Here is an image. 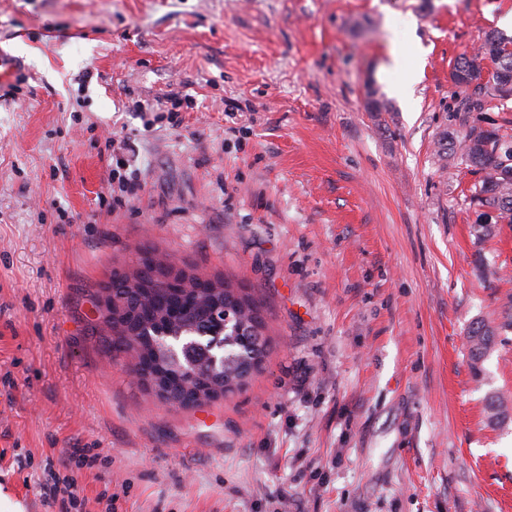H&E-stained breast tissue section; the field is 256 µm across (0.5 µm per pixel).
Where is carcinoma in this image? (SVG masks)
Instances as JSON below:
<instances>
[{
  "label": "carcinoma",
  "mask_w": 512,
  "mask_h": 512,
  "mask_svg": "<svg viewBox=\"0 0 512 512\" xmlns=\"http://www.w3.org/2000/svg\"><path fill=\"white\" fill-rule=\"evenodd\" d=\"M512 76V40L493 31L481 49L456 61L451 81L466 92L485 96H507L499 88L500 74ZM437 153L448 167L455 156L472 173L483 174L473 198L497 211L498 221L512 224V143L495 131L469 127L461 136L442 132ZM190 290L167 288L152 276V269L138 267L112 278V314L132 310L133 323L112 336L115 353H123L133 366L161 368L176 376L168 390L169 404L197 405L198 397L184 387L185 372L230 393L240 387L262 363L266 352L261 308L243 289L221 279L187 276ZM230 314L223 329L210 320L213 306ZM496 328L483 320L472 323L467 333L469 355L475 371L495 345ZM224 351V368L214 365L217 350ZM507 400L493 393L486 398L490 420L507 416Z\"/></svg>",
  "instance_id": "carcinoma-1"
}]
</instances>
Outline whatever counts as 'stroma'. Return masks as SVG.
Segmentation results:
<instances>
[{
  "mask_svg": "<svg viewBox=\"0 0 512 512\" xmlns=\"http://www.w3.org/2000/svg\"><path fill=\"white\" fill-rule=\"evenodd\" d=\"M510 11L0 0L24 71L0 96V489L25 512H512V419L485 413L512 402V224L436 157L445 130L512 136V96L450 79ZM145 246L259 301L270 349L239 391L166 405L108 351L103 288ZM478 319L499 334L477 376Z\"/></svg>",
  "mask_w": 512,
  "mask_h": 512,
  "instance_id": "obj_1",
  "label": "stroma"
}]
</instances>
